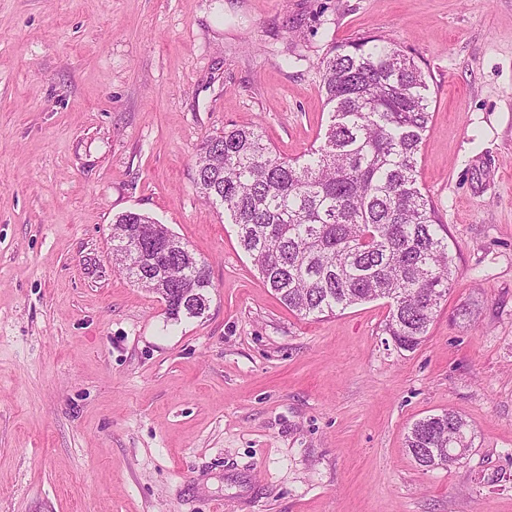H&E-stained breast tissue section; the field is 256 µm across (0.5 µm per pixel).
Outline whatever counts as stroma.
<instances>
[{
  "label": "stroma",
  "mask_w": 512,
  "mask_h": 512,
  "mask_svg": "<svg viewBox=\"0 0 512 512\" xmlns=\"http://www.w3.org/2000/svg\"><path fill=\"white\" fill-rule=\"evenodd\" d=\"M366 35L432 92L454 281L411 352L385 301L288 310L194 184L233 125L308 150L318 59ZM128 210L208 262L203 315L118 271ZM445 409L472 445L420 467ZM0 512H512V0H0ZM470 447L469 423L449 409L418 420L405 437V448H407L408 454L419 466L424 468L450 466L457 462L449 456H433L432 452L425 448H444L442 449L443 454L453 455L459 460L464 456L465 448L468 451Z\"/></svg>",
  "instance_id": "obj_1"
}]
</instances>
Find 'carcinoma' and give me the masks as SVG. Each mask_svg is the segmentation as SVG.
Segmentation results:
<instances>
[{
	"label": "carcinoma",
	"instance_id": "obj_1",
	"mask_svg": "<svg viewBox=\"0 0 512 512\" xmlns=\"http://www.w3.org/2000/svg\"><path fill=\"white\" fill-rule=\"evenodd\" d=\"M329 124L319 145L294 159L278 156L256 127L206 138L195 158V185L224 208L240 248L289 310L320 317L385 299V331L403 350L428 334L453 278L448 238L422 193L418 156L431 128V91L422 69L382 36L336 44L317 63ZM155 220L127 211L112 231L142 239L155 266L112 254L141 285L160 268L166 310L199 317L213 287L209 266L175 234L153 238ZM471 447L469 423L452 410L415 422L405 448L421 467L456 463L433 448Z\"/></svg>",
	"mask_w": 512,
	"mask_h": 512
}]
</instances>
